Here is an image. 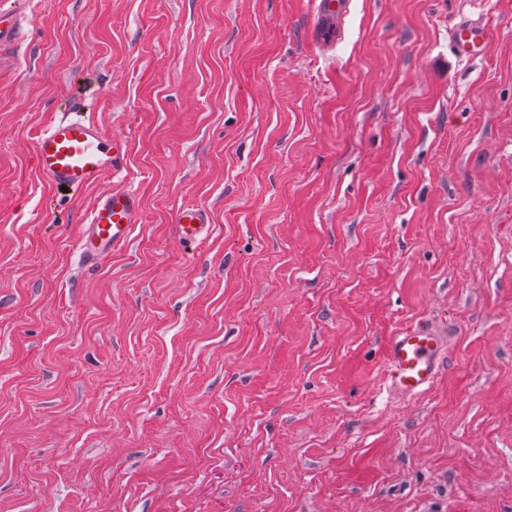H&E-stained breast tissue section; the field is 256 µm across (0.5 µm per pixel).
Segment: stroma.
Here are the masks:
<instances>
[{
	"label": "stroma",
	"mask_w": 512,
	"mask_h": 512,
	"mask_svg": "<svg viewBox=\"0 0 512 512\" xmlns=\"http://www.w3.org/2000/svg\"><path fill=\"white\" fill-rule=\"evenodd\" d=\"M314 27L311 0H32L0 52V512H512V0ZM67 112L130 142L76 193L33 151ZM112 189L139 222L91 264ZM418 320L449 349L402 397ZM497 39V30L488 22L464 19L454 33V49L461 59L483 57ZM140 209V199L132 191L113 190L103 194L79 244L84 257L93 260L124 247ZM176 225L178 238L186 243L202 242L211 232L207 213L193 205L178 211ZM446 352V339L428 324L401 328L387 346L389 387L398 395L425 393L434 383Z\"/></svg>",
	"instance_id": "1"
}]
</instances>
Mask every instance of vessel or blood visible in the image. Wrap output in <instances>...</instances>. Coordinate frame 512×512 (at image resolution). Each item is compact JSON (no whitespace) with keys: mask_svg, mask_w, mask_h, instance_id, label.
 Instances as JSON below:
<instances>
[{"mask_svg":"<svg viewBox=\"0 0 512 512\" xmlns=\"http://www.w3.org/2000/svg\"><path fill=\"white\" fill-rule=\"evenodd\" d=\"M26 0H14L6 20H0V46L14 42ZM349 0H313L317 20H329L326 39H338ZM497 39L489 23L465 19L454 33L459 58L485 56ZM37 169L56 187L88 188L101 184L124 165L128 140L108 134L86 114L66 115L54 120L37 134L34 142ZM140 199L129 190L103 194L92 212L79 247L86 259L105 256L124 247L138 221ZM211 231L207 213L188 205L177 214V235L186 243L205 240ZM446 352V339L431 326L416 323L401 328L387 346L386 366L390 388L398 395L413 397L425 393L434 383Z\"/></svg>","mask_w":512,"mask_h":512,"instance_id":"1","label":"vessel or blood"}]
</instances>
